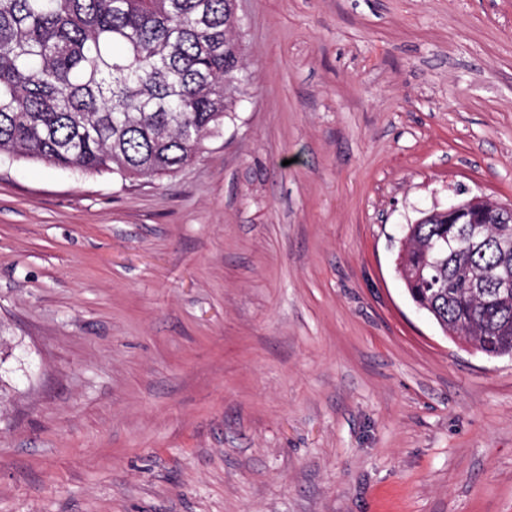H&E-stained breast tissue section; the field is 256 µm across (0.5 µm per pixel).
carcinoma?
I'll return each mask as SVG.
<instances>
[{"label": "carcinoma", "instance_id": "1", "mask_svg": "<svg viewBox=\"0 0 512 512\" xmlns=\"http://www.w3.org/2000/svg\"><path fill=\"white\" fill-rule=\"evenodd\" d=\"M229 0H0V155L150 179L192 161L241 96ZM448 215L409 224L397 273L450 336L512 355V223L446 242Z\"/></svg>", "mask_w": 512, "mask_h": 512}]
</instances>
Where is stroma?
<instances>
[{"mask_svg":"<svg viewBox=\"0 0 512 512\" xmlns=\"http://www.w3.org/2000/svg\"><path fill=\"white\" fill-rule=\"evenodd\" d=\"M245 98L152 179L0 158V512H512V358L403 226L512 202V0H239Z\"/></svg>","mask_w":512,"mask_h":512,"instance_id":"obj_1","label":"stroma"}]
</instances>
